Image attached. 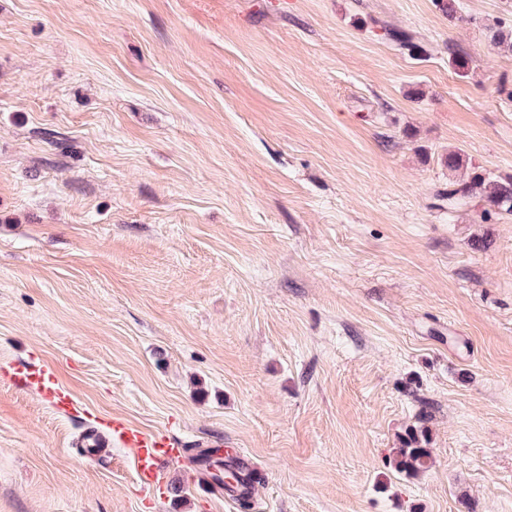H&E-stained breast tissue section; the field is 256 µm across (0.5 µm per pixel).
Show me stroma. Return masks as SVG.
<instances>
[{
	"label": "stroma",
	"mask_w": 512,
	"mask_h": 512,
	"mask_svg": "<svg viewBox=\"0 0 512 512\" xmlns=\"http://www.w3.org/2000/svg\"><path fill=\"white\" fill-rule=\"evenodd\" d=\"M493 27L512 0H0V512H512V215L435 199L512 177ZM23 362L100 419L243 450L249 507L83 455ZM427 431L410 428L400 438V447L395 448L392 465L398 473L408 477H418L429 470L433 463Z\"/></svg>",
	"instance_id": "stroma-1"
}]
</instances>
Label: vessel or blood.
Segmentation results:
<instances>
[{
	"instance_id": "1",
	"label": "vessel or blood",
	"mask_w": 512,
	"mask_h": 512,
	"mask_svg": "<svg viewBox=\"0 0 512 512\" xmlns=\"http://www.w3.org/2000/svg\"><path fill=\"white\" fill-rule=\"evenodd\" d=\"M12 378L21 387L44 394L56 410L77 413L70 392L60 385L51 369L20 364L15 366ZM87 427L90 439L87 454L99 456L107 443L134 449L136 474L146 487L161 485L162 471L167 463L184 460L189 454L184 443L170 433L146 430L119 417L101 421L92 416Z\"/></svg>"
}]
</instances>
